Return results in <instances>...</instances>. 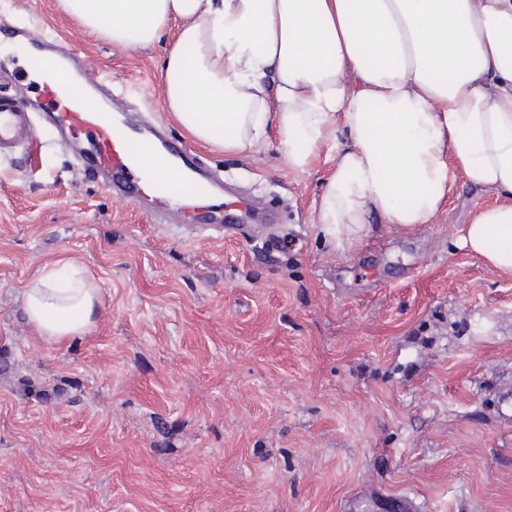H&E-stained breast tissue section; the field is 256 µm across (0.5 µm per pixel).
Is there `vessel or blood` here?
Returning <instances> with one entry per match:
<instances>
[{"mask_svg": "<svg viewBox=\"0 0 512 512\" xmlns=\"http://www.w3.org/2000/svg\"><path fill=\"white\" fill-rule=\"evenodd\" d=\"M2 36L32 44V66L49 71L42 57L49 42L30 43L21 28H0ZM41 93L54 105L49 117L60 141L90 137L91 150L77 155L81 168L118 188L126 202L147 204L155 213L177 211L202 230L218 226L242 233L254 223L258 209L244 201L225 204L221 184L201 168L195 154L166 139L160 124L132 126L105 117L50 78L42 84ZM32 115L22 100L0 94V149L38 145Z\"/></svg>", "mask_w": 512, "mask_h": 512, "instance_id": "1", "label": "vessel or blood"}]
</instances>
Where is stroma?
<instances>
[{
  "mask_svg": "<svg viewBox=\"0 0 512 512\" xmlns=\"http://www.w3.org/2000/svg\"><path fill=\"white\" fill-rule=\"evenodd\" d=\"M0 19L57 37L131 123L160 120L279 211L249 237L192 234L73 151L0 157V512H512V275L457 243L507 197L458 178L432 223L376 218L337 248L315 222L334 160L191 139L163 105L170 41L115 47L59 0H0ZM62 258L103 303L47 345L17 297Z\"/></svg>",
  "mask_w": 512,
  "mask_h": 512,
  "instance_id": "1",
  "label": "stroma"
}]
</instances>
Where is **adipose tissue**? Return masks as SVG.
I'll use <instances>...</instances> for the list:
<instances>
[{
	"instance_id": "adipose-tissue-1",
	"label": "adipose tissue",
	"mask_w": 512,
	"mask_h": 512,
	"mask_svg": "<svg viewBox=\"0 0 512 512\" xmlns=\"http://www.w3.org/2000/svg\"><path fill=\"white\" fill-rule=\"evenodd\" d=\"M119 48L176 40L163 100L195 140L257 151L270 134L296 168L335 155L317 207L352 248L372 216L431 223L453 171L512 195V0H60ZM461 247L512 274V205L481 210ZM47 344L83 337L97 283L63 259L20 292Z\"/></svg>"
}]
</instances>
